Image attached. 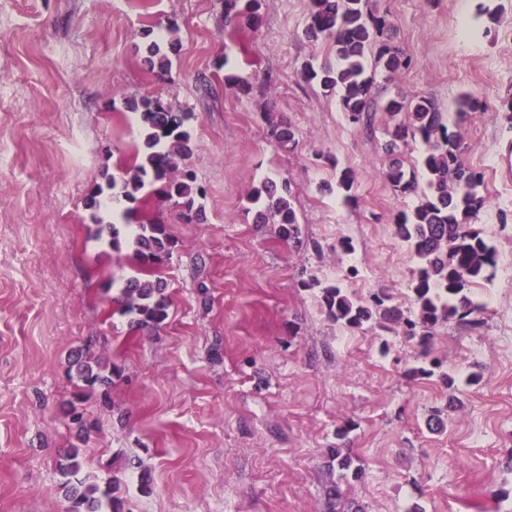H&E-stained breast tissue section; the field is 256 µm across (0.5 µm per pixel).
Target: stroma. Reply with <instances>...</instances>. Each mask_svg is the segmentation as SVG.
<instances>
[{
  "label": "stroma",
  "instance_id": "35a3bbf8",
  "mask_svg": "<svg viewBox=\"0 0 512 512\" xmlns=\"http://www.w3.org/2000/svg\"><path fill=\"white\" fill-rule=\"evenodd\" d=\"M377 5L403 64L375 70L366 126L302 77L336 61L304 34L309 0H259L235 28L220 0H0V512H66L70 360L86 346L114 375L83 404L78 478L112 485L123 512H512V184L497 170L512 141V0ZM171 22L180 46L160 81L142 32ZM464 93L478 108L456 128L462 160L486 199L472 222L497 255L471 287L480 325L452 320L423 340L389 321L337 323L321 286L413 307L416 260L395 220L418 198L384 177L396 119L382 103L425 96L452 120ZM135 94L191 112L186 165L205 191L197 220L156 196L131 217L175 239L158 328L121 314L132 243L108 253L84 205L113 197L107 181L140 143L124 104ZM272 119L294 144L269 135ZM267 177L288 184L298 238L249 212ZM426 357L454 388L409 377ZM345 425L363 475L343 482L328 450Z\"/></svg>",
  "mask_w": 512,
  "mask_h": 512
}]
</instances>
